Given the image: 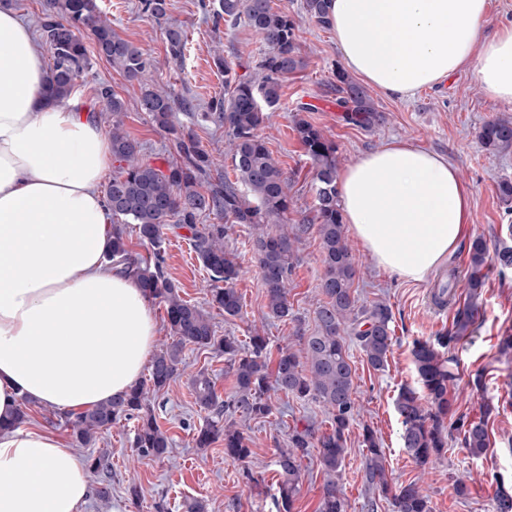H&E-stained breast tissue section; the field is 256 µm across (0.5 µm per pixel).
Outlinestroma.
I'll use <instances>...</instances> for the list:
<instances>
[{"label":"stroma","instance_id":"obj_1","mask_svg":"<svg viewBox=\"0 0 512 512\" xmlns=\"http://www.w3.org/2000/svg\"><path fill=\"white\" fill-rule=\"evenodd\" d=\"M217 0H169L170 21L181 26L188 44L181 63L168 61L165 38L160 28L141 12L140 0H97L114 32L134 44L156 62L147 76L149 84L161 85L175 97H186L195 105L193 112L174 108L175 126L192 133L212 160L213 175L234 178L232 158L225 146L222 127L202 119L212 98L224 93V74L214 64L223 56L243 77H250L266 46L244 25L215 24ZM274 7L288 11L296 22V42L304 61L282 81L279 103L269 110L262 129L267 146L292 181L288 210L289 223L312 217L315 195L313 169L309 157L293 129V115L302 105H310V122L333 140L340 166H348L360 156L394 141H405L419 148L448 157L472 192V215L465 227L463 244L430 277L422 282L399 278L378 267L375 258L357 239L349 244L358 260L354 281L361 304L387 302L394 322L393 345L388 366L377 372L367 364L357 343H350L349 355L355 372L357 413L350 424L339 485L346 512H368L376 503L377 512H393L389 499L379 488L367 486L363 469L367 450L362 444L364 427H372L385 454L387 479L393 484L417 482L431 501L432 512H493L498 477L512 478V407L501 409L488 423L491 446L485 455L471 457L457 431H450L448 446L432 464L422 467L407 453L400 438L401 420L395 409L400 388L416 384L410 350L417 338H431L448 331L453 309L434 307L430 296L449 275L463 276L468 266V243L484 238L489 249H496L499 238L512 233V211H506L497 196L501 179H512V150L491 154L477 140L480 126L492 118L512 119V106L489 99L481 89L476 70L452 76L438 86L422 89L407 99H395L377 89L369 94L380 119L360 126L347 120L336 105V76L342 72L336 39L330 28L311 21L302 9V0H272ZM106 83L126 102L124 127L143 146L146 160L164 165L170 157L166 133L156 129L140 108L141 86L128 81L112 65L93 58L92 68L79 81V93L93 111L102 105L95 88ZM252 229L232 225L225 239L243 268L237 283L242 297L240 317L225 319L222 312L209 309L217 335L247 341L249 336H266L271 347H297L296 326L315 328V311L323 300L319 284L323 267L319 261L317 233L306 235L298 252V262L289 285L288 300L292 317L278 320L268 316L265 293L251 250ZM166 268L182 297L207 306L209 275L197 259L184 229L168 226L164 231ZM481 308L471 336L461 340L453 354L462 381L456 391L459 414L479 416L486 401H500L512 384V359L501 357L497 344L501 336L512 334V269L490 270L480 299ZM184 362L168 391L150 396L149 404L159 417L163 430L173 440L165 458H140L130 441L135 420H120L104 432L93 449H81V456L103 455L112 466V487L108 499L90 497L82 512H185L191 500L204 501L208 512H271L272 496L279 474L275 465L278 448L283 447L289 428L306 421L328 429L327 410L311 400H299L283 393L273 394L272 413L266 418L234 414L233 419L249 439L251 455L245 462L224 456L223 441L210 447L196 445V431L207 420L206 411L194 402L190 377L207 369L221 396L233 391V378L226 372L224 357L209 351L186 347ZM482 375L483 386H470L471 376ZM326 475L316 456L304 458L300 492L294 512H318ZM470 489L467 498L455 495L456 480Z\"/></svg>","mask_w":512,"mask_h":512}]
</instances>
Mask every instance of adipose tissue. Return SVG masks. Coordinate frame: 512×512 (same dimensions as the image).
Segmentation results:
<instances>
[{"label":"adipose tissue","instance_id":"adipose-tissue-1","mask_svg":"<svg viewBox=\"0 0 512 512\" xmlns=\"http://www.w3.org/2000/svg\"><path fill=\"white\" fill-rule=\"evenodd\" d=\"M490 0H329L343 66L393 98L476 68L512 105V23L485 35ZM31 28L0 8V512H79L88 472L54 433L15 427L20 399L62 413L137 382L158 326L106 259L99 190L112 140L79 95L54 98ZM343 221L384 269L425 280L461 243L469 187L447 157L387 144L336 173Z\"/></svg>","mask_w":512,"mask_h":512}]
</instances>
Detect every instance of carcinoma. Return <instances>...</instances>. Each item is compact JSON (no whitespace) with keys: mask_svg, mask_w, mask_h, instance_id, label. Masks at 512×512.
I'll list each match as a JSON object with an SVG mask.
<instances>
[{"mask_svg":"<svg viewBox=\"0 0 512 512\" xmlns=\"http://www.w3.org/2000/svg\"><path fill=\"white\" fill-rule=\"evenodd\" d=\"M328 0H303L309 19L328 26ZM141 11L163 26L170 58H182L187 36L181 27L168 23L167 0H141ZM216 17L233 25L243 23L260 35L267 53L250 79L237 72L222 57L215 59L224 72V95L212 99L203 118L224 126L227 149L236 178L213 177L209 154L189 133L172 121V93L144 88L140 105L152 124L171 136L172 159L156 166L143 159L142 145L124 129L125 101L109 85L96 94L112 117V160L118 171L106 189L112 212V243L108 258L132 273L149 298L164 304L171 342L154 354L148 379L135 383L124 395L76 416L61 415L78 444L96 445L101 432L125 419L138 421L132 447L140 457L161 459L169 453L172 439L157 423L147 404L148 393L168 390L183 362V350L191 345L225 356L234 377V393L226 399L217 394L215 382L205 370L191 378L195 404L209 414L197 430L196 445L207 448L224 440V455L243 462L251 455L248 439L235 423L223 416L241 413L265 418L272 407L266 394L282 392L298 399L322 404L331 416V429L319 431L312 424L288 431L285 447L279 449L275 465L280 475L277 512H291L299 491L302 459L316 453L326 474L319 512H345V501L336 481L343 466L346 432L357 412L353 398L355 374L350 364L346 337L358 342L368 365L382 371L388 362L393 332V313L384 301L358 304L353 290L358 261L345 236L336 185V144L309 122L301 108L294 116V131L312 162L316 191L314 215L304 224L288 223L291 180L272 156L261 134L267 109L278 104L282 79L303 65L298 56L296 24L287 11L275 9L271 0H218ZM40 36L51 54L50 91L65 100L88 71L91 58L106 59L127 80L139 81L154 66L138 47L120 38L103 18L96 0H44ZM91 44H86L83 34ZM336 105L347 118L360 125L376 120L377 109L368 92L343 73L337 74ZM481 147L492 154L512 149V121L497 118L484 123L477 135ZM224 217L222 224H200L204 215ZM190 231L191 247L209 273V304L227 319L242 312L236 284L243 270L234 253L224 246L229 225L253 228L252 251L265 290L268 316L286 319L291 314L288 288L297 260L298 245L312 227L320 238V262L324 274L320 290L325 300L315 312L316 327L310 335L295 331L301 353L279 348L272 352L258 334L243 344L230 336H218L211 317L203 308L180 296V288L165 270L164 229L170 221ZM134 225L139 240L152 251L147 256L132 253L126 227ZM469 264L464 276L466 298L458 305L452 328L433 341L416 340L411 350L420 388L403 386L396 398L401 418L403 448L422 467L441 455L448 445V426L461 431L462 443L473 457L489 448L487 419L495 406L487 403L476 420L456 415L455 391L460 380L454 345L472 333L479 312V298L491 264L512 268V246L505 243L490 255L486 241L475 238L469 245ZM368 454L365 483L378 486L391 499L394 512H430L421 487L410 482L393 486L386 479L385 457L375 432L363 429ZM97 475L98 496L107 498L112 482L111 464L103 456L92 460Z\"/></svg>","mask_w":512,"mask_h":512,"instance_id":"1","label":"carcinoma"}]
</instances>
